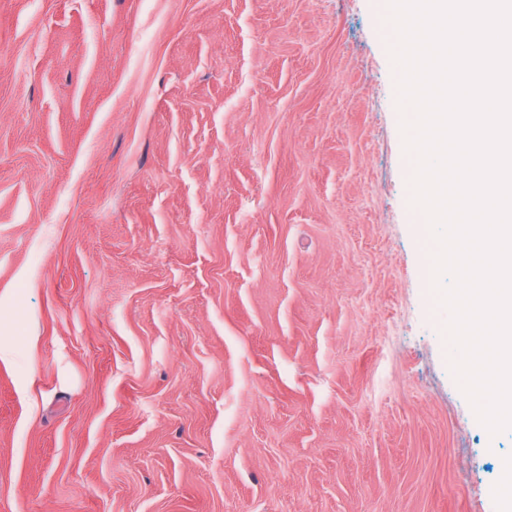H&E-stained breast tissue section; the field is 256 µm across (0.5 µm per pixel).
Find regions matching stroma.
I'll use <instances>...</instances> for the list:
<instances>
[{"instance_id": "stroma-1", "label": "stroma", "mask_w": 512, "mask_h": 512, "mask_svg": "<svg viewBox=\"0 0 512 512\" xmlns=\"http://www.w3.org/2000/svg\"><path fill=\"white\" fill-rule=\"evenodd\" d=\"M386 15L0 0V512H503Z\"/></svg>"}]
</instances>
